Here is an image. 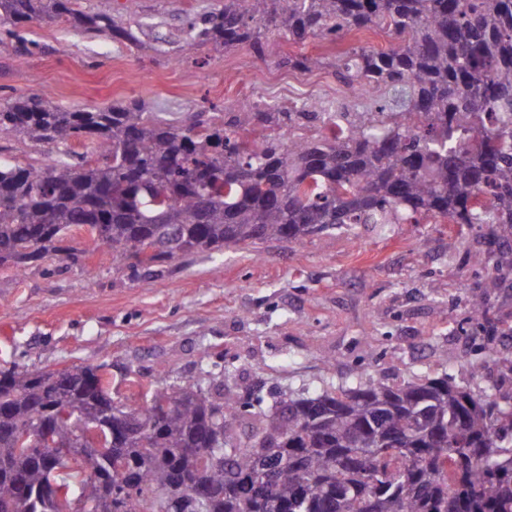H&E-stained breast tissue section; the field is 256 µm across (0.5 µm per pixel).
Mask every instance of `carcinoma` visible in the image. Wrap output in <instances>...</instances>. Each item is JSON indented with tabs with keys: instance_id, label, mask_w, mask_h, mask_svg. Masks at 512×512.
<instances>
[{
	"instance_id": "carcinoma-1",
	"label": "carcinoma",
	"mask_w": 512,
	"mask_h": 512,
	"mask_svg": "<svg viewBox=\"0 0 512 512\" xmlns=\"http://www.w3.org/2000/svg\"><path fill=\"white\" fill-rule=\"evenodd\" d=\"M76 0H0V34L34 18L85 35L132 29ZM382 28L388 51L336 54L362 109L286 111L241 103L180 123L138 102L65 110L41 95L0 104V131L35 143L93 144L35 168L0 164V265L24 267L89 233L117 263L150 271L198 251L294 243L350 224H496L512 240V0H224L183 29V48L249 47L269 35L334 40ZM319 135L294 143L293 129ZM486 336L507 334L470 299ZM104 366L0 367V512H512V399L448 377L380 378L284 399L249 433L277 448L253 457L227 426L241 415L224 373L153 388L120 404ZM48 430L65 455L42 451ZM136 476L114 488L119 470Z\"/></svg>"
}]
</instances>
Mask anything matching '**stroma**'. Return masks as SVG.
<instances>
[{
    "mask_svg": "<svg viewBox=\"0 0 512 512\" xmlns=\"http://www.w3.org/2000/svg\"><path fill=\"white\" fill-rule=\"evenodd\" d=\"M224 0H78V8L134 27L136 42L81 34L64 24H22L0 35V99L48 96L62 109L139 101L183 120L203 106L236 109L244 98L281 103L313 99L327 107L354 99L329 67L336 52L367 43L388 48L381 32L334 42L273 35L264 57L245 46H202L181 53L186 19ZM319 67L288 66L291 57ZM57 147L0 132V161L35 167ZM460 247L449 252V239ZM70 246L85 258H47L23 269L0 266V360L60 368L85 361L108 367L114 400L144 385L183 384L220 371L253 411H270L284 394L327 385L353 387L445 375L472 390L512 394V373L498 361L512 338L483 348L469 298L485 292L500 327L512 326V251L494 228L466 224H356L296 243L230 247L186 256L157 272L113 263L88 238ZM482 253L485 265L472 263ZM481 367L478 378L463 361Z\"/></svg>",
    "mask_w": 512,
    "mask_h": 512,
    "instance_id": "1",
    "label": "stroma"
}]
</instances>
